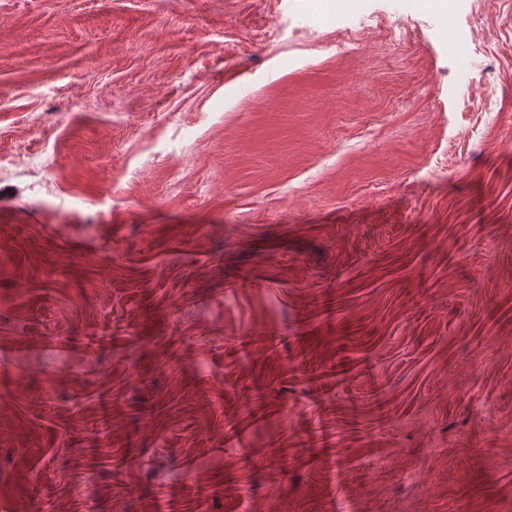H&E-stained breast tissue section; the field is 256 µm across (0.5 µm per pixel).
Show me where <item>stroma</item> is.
I'll list each match as a JSON object with an SVG mask.
<instances>
[{
    "label": "stroma",
    "mask_w": 512,
    "mask_h": 512,
    "mask_svg": "<svg viewBox=\"0 0 512 512\" xmlns=\"http://www.w3.org/2000/svg\"><path fill=\"white\" fill-rule=\"evenodd\" d=\"M202 499L512 512V0H0V512Z\"/></svg>",
    "instance_id": "obj_1"
}]
</instances>
